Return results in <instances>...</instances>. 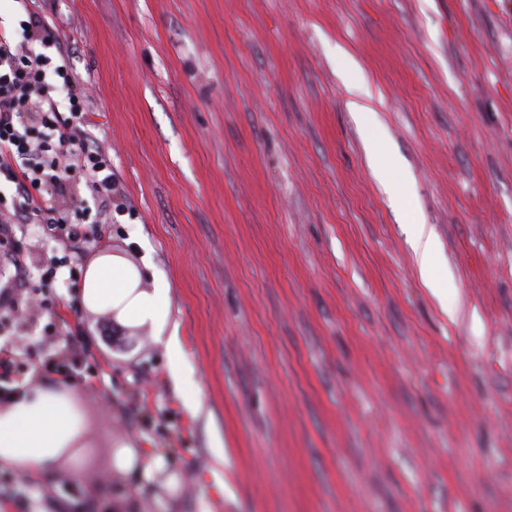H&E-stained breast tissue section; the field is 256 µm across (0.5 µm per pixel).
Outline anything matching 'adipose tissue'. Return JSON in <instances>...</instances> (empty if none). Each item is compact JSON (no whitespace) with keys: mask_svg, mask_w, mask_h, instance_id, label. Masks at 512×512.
<instances>
[{"mask_svg":"<svg viewBox=\"0 0 512 512\" xmlns=\"http://www.w3.org/2000/svg\"><path fill=\"white\" fill-rule=\"evenodd\" d=\"M168 283L140 286V273L119 256L99 258L90 267L82 297L107 309L131 327L163 331L169 318ZM90 442V423L79 396L59 387L34 386L14 393L0 408V467L27 478L52 482L60 466Z\"/></svg>","mask_w":512,"mask_h":512,"instance_id":"1","label":"adipose tissue"}]
</instances>
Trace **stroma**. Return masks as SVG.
<instances>
[{
  "label": "stroma",
  "instance_id": "1",
  "mask_svg": "<svg viewBox=\"0 0 512 512\" xmlns=\"http://www.w3.org/2000/svg\"><path fill=\"white\" fill-rule=\"evenodd\" d=\"M91 92L112 208L46 203L75 240L14 229L33 289L0 294V389L69 383L92 447L5 512H512V0H32ZM369 99L397 205L349 109ZM438 243L436 296L410 245ZM119 254L170 285L166 335L99 334L52 255ZM129 438L151 475L114 473ZM170 374L173 380L187 391V396L185 398V405L187 408L195 410L197 408L198 399L193 393L194 382L192 381L189 371H187L176 359L172 363Z\"/></svg>",
  "mask_w": 512,
  "mask_h": 512
}]
</instances>
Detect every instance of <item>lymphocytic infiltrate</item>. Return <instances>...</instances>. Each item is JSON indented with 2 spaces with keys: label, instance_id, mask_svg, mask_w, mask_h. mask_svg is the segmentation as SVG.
I'll list each match as a JSON object with an SVG mask.
<instances>
[{
  "label": "lymphocytic infiltrate",
  "instance_id": "lymphocytic-infiltrate-1",
  "mask_svg": "<svg viewBox=\"0 0 512 512\" xmlns=\"http://www.w3.org/2000/svg\"><path fill=\"white\" fill-rule=\"evenodd\" d=\"M16 2L28 11L24 32L36 34L39 46L25 49L0 27V177L9 184L0 199L10 198L15 223L52 225L76 238L83 228L63 224L36 193L47 185L63 193L76 180L101 205H111V161L82 136L86 95L69 74L63 42L28 10V0ZM33 110L41 114L35 125L24 119Z\"/></svg>",
  "mask_w": 512,
  "mask_h": 512
}]
</instances>
